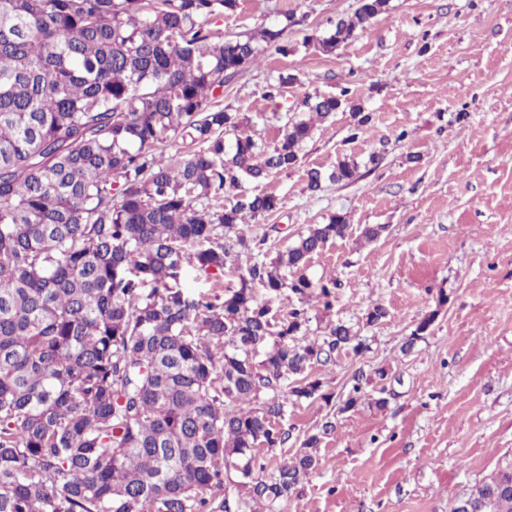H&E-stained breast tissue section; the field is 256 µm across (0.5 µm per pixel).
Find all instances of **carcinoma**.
<instances>
[{
  "instance_id": "carcinoma-1",
  "label": "carcinoma",
  "mask_w": 512,
  "mask_h": 512,
  "mask_svg": "<svg viewBox=\"0 0 512 512\" xmlns=\"http://www.w3.org/2000/svg\"><path fill=\"white\" fill-rule=\"evenodd\" d=\"M360 0L332 54L386 10ZM239 0H0V512H278L319 462L328 420L272 469L255 450L286 444L288 402L330 399L312 374L364 344L345 322L307 341L306 275L346 235L336 214L270 260L247 218L282 208L249 194L297 167L314 129L349 111V139L371 116L347 98L307 96L272 144L218 105L224 85L288 26L224 38L214 21ZM295 78L281 75L274 102ZM347 158L306 170L307 188L351 182ZM237 281L224 298L181 287L187 269ZM262 288L295 294L278 316ZM369 397L387 406L385 370ZM248 490L232 496L229 474ZM474 512H512V460L466 495Z\"/></svg>"
}]
</instances>
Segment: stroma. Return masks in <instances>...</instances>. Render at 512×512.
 Masks as SVG:
<instances>
[{
  "label": "stroma",
  "instance_id": "obj_1",
  "mask_svg": "<svg viewBox=\"0 0 512 512\" xmlns=\"http://www.w3.org/2000/svg\"><path fill=\"white\" fill-rule=\"evenodd\" d=\"M358 0H239L218 24L225 36L291 23L287 54H262L224 86V106L271 143L280 118L305 96L339 94L372 119L351 136L349 113L317 125L298 168L248 192L282 199L248 224L267 233L266 258L311 224L345 215V237L313 256L307 275L338 282L330 312L311 301L308 338L328 321L357 330L364 351L313 373L331 402L289 405L293 437L334 419L318 469L283 512H450L512 459V0H390L387 12L335 53L304 44L328 35ZM297 81L279 105L264 96L279 75ZM358 165L355 181L307 190L305 169ZM385 230L361 240L365 225ZM381 304L387 317L366 325ZM410 352L401 347L426 316ZM385 369L388 404L342 413L355 374Z\"/></svg>",
  "mask_w": 512,
  "mask_h": 512
}]
</instances>
